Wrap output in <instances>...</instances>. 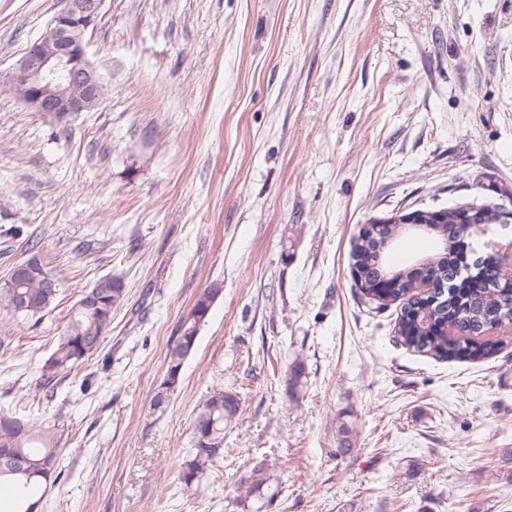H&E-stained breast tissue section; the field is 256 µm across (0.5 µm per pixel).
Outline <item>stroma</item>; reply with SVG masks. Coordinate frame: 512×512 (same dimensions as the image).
Returning <instances> with one entry per match:
<instances>
[{"instance_id":"stroma-1","label":"stroma","mask_w":512,"mask_h":512,"mask_svg":"<svg viewBox=\"0 0 512 512\" xmlns=\"http://www.w3.org/2000/svg\"><path fill=\"white\" fill-rule=\"evenodd\" d=\"M60 7L0 0V282L35 237L62 284L42 321L0 307V412L57 428L42 512H256L258 466L274 512H512V342L474 362L407 349L350 259L372 217L512 210V0H105L88 40L108 92L65 129L5 85ZM114 271L127 295L100 348L44 383ZM216 387L240 391L238 419L187 491ZM220 289L222 288H220L218 285H210L209 287L205 288L196 298L190 311L180 325V335L168 350L166 355L165 376L168 375L169 377L173 378L177 375V373L180 372L181 374L183 364L187 359V352L190 347L191 348L189 350V354L191 351H193L198 337V332L208 317L214 299H216L215 296L219 293ZM192 343L194 344L193 349L191 346Z\"/></svg>"}]
</instances>
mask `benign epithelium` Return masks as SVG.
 Wrapping results in <instances>:
<instances>
[{
	"label": "benign epithelium",
	"instance_id": "1",
	"mask_svg": "<svg viewBox=\"0 0 512 512\" xmlns=\"http://www.w3.org/2000/svg\"><path fill=\"white\" fill-rule=\"evenodd\" d=\"M105 0H61L62 7L43 34L29 43L7 73L10 91L26 106L58 125L98 107L106 84L88 58L86 34L102 15ZM445 220L444 212L416 210L388 218L414 232L429 233ZM485 247L498 256L502 278L512 281V241L489 239Z\"/></svg>",
	"mask_w": 512,
	"mask_h": 512
}]
</instances>
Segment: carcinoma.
I'll return each instance as SVG.
<instances>
[{"instance_id": "carcinoma-1", "label": "carcinoma", "mask_w": 512, "mask_h": 512, "mask_svg": "<svg viewBox=\"0 0 512 512\" xmlns=\"http://www.w3.org/2000/svg\"><path fill=\"white\" fill-rule=\"evenodd\" d=\"M498 206L482 205L481 210H466L461 206L448 209V221L438 234L448 238V250L432 256L428 271H415L408 267L398 269L387 265L386 270L395 276L394 287L373 299L376 309L382 310L394 303L400 307L395 323V333L407 348L445 361H479L496 352L503 340L481 338L487 329V296L491 293H511L512 281L500 278L497 261L487 255L473 266L467 279H456L457 267L467 260L469 239L481 227L495 220ZM399 233L397 226L384 229V235L369 236V231L359 230L352 258L361 279L377 283L384 268L378 256V246L383 237ZM26 253L35 259L45 273L56 276L50 257L40 242L27 239ZM434 279L435 287L423 296L414 291L418 279ZM101 280L108 283L98 300L89 304L81 297L62 329L55 348L45 361V383H50L57 373L74 367L100 347L104 334L112 323V312L125 300L126 282L122 274L109 273ZM220 286L205 288L196 298L182 321L179 336L166 355V375L173 378L181 372L186 355L196 343L198 332L209 315ZM60 288L42 287L41 280L4 281L0 284V305L14 313L38 321L52 310ZM428 310L433 327L427 334L419 332L414 311ZM453 322L463 335L448 334V323ZM238 393L216 387L197 412L193 422L191 451L181 466V481L185 489L200 482L209 467L220 457L224 446V431L231 427L238 414ZM336 456L345 457L353 450L350 428L341 423L337 430ZM58 441L53 429L45 428L23 417L0 414V485L13 494V512H34L45 494L51 479L60 476ZM16 455L26 461L23 469H15L4 455Z\"/></svg>"}]
</instances>
